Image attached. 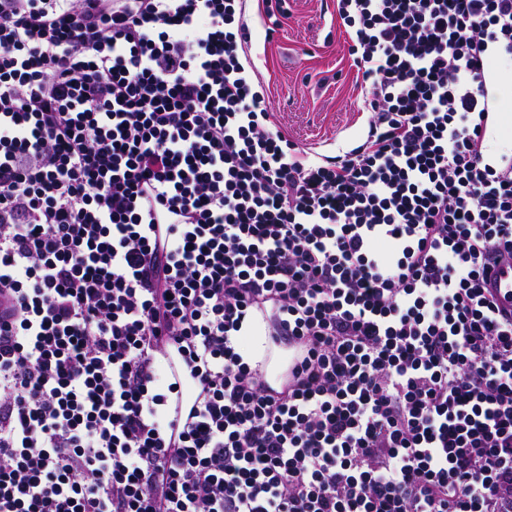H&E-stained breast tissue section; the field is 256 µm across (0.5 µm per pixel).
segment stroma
Masks as SVG:
<instances>
[{"label": "stroma", "instance_id": "35a3bbf8", "mask_svg": "<svg viewBox=\"0 0 512 512\" xmlns=\"http://www.w3.org/2000/svg\"><path fill=\"white\" fill-rule=\"evenodd\" d=\"M281 26L269 32L262 0H243L253 57L279 130L320 153L363 132L364 98L334 0H282Z\"/></svg>", "mask_w": 512, "mask_h": 512}]
</instances>
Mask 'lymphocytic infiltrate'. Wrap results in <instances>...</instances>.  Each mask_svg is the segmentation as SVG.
Wrapping results in <instances>:
<instances>
[{
	"label": "lymphocytic infiltrate",
	"instance_id": "lymphocytic-infiltrate-1",
	"mask_svg": "<svg viewBox=\"0 0 512 512\" xmlns=\"http://www.w3.org/2000/svg\"><path fill=\"white\" fill-rule=\"evenodd\" d=\"M336 7L368 131L313 159L239 0H0V512H512V0ZM500 113L493 132L485 140V159L491 163L502 153L512 151V137L504 136L501 131L511 130L512 128V95L511 97H499ZM505 109L511 112H501ZM487 287L507 304L512 303V264L496 267L491 273Z\"/></svg>",
	"mask_w": 512,
	"mask_h": 512
}]
</instances>
